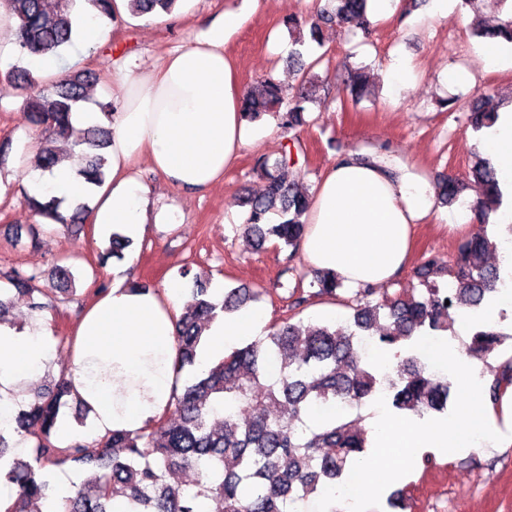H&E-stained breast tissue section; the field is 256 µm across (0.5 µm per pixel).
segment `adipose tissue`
<instances>
[{
  "mask_svg": "<svg viewBox=\"0 0 512 512\" xmlns=\"http://www.w3.org/2000/svg\"><path fill=\"white\" fill-rule=\"evenodd\" d=\"M224 11L201 37L158 65L119 73L121 96L112 114L109 175L88 185L76 162L53 173H22L31 195L88 203L91 224L138 239L160 223L150 208L152 187L137 171H152L176 189L203 192L222 183L242 150L258 137L240 111L245 94L224 43L243 24ZM479 148L499 174L501 204L492 224H512V105L485 129ZM435 205L428 180L415 168L377 156L350 153L319 181L304 217L301 255L310 269L336 274L352 288L389 282L409 261L414 229ZM506 277L480 318L512 325V240H500ZM183 289H133L124 278L95 296L74 330L66 378L90 411L89 432H137L164 414L179 387L176 317ZM263 311L250 308L219 317L205 331L195 368L204 371L241 337L263 333ZM51 334L43 319L14 328L0 323V429L8 427L28 381L47 371Z\"/></svg>",
  "mask_w": 512,
  "mask_h": 512,
  "instance_id": "ef3b65f1",
  "label": "adipose tissue"
}]
</instances>
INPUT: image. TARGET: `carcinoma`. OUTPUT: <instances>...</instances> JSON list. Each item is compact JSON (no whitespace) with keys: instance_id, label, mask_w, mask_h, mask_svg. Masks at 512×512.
<instances>
[{"instance_id":"carcinoma-1","label":"carcinoma","mask_w":512,"mask_h":512,"mask_svg":"<svg viewBox=\"0 0 512 512\" xmlns=\"http://www.w3.org/2000/svg\"><path fill=\"white\" fill-rule=\"evenodd\" d=\"M15 20L19 56H61L72 44L75 0H3ZM176 0H129L136 17L158 11L168 13ZM372 0H326L309 15L288 19L289 31L309 27L310 39L321 43L323 28L345 26L369 29L367 17ZM481 38H500L512 44V10L500 24L477 29ZM294 96H285L272 79L260 81L241 101V111L255 121L274 114L288 144L279 156L259 163L265 188L259 195H246L242 203L246 218L242 234L255 249L273 246L289 249L293 260L305 231L302 217L311 199L300 188L301 154L297 128L307 124L304 103L312 101L316 85L310 69ZM11 76L26 90L24 117L41 133L45 145L30 159L44 173L65 159L77 158L79 174L91 184H100L107 174L108 159L101 150L111 146V130L99 123L78 132L72 114L88 98L87 89L96 81L88 69H78L60 82L44 85L29 70L16 67ZM366 76L358 72L345 91L353 101L365 92ZM498 116L492 89L479 91L470 105L469 120L475 131L491 126ZM469 181L445 177L438 181L437 198L453 203L466 189L474 191V209L483 216L501 201L496 171L478 160ZM23 203L35 216L54 224H82L89 205L76 206L67 217L60 213L61 201H41L23 192ZM496 243L487 233L462 242L448 269L437 268L428 257L418 274L448 275L455 287L445 290L427 284L419 295L398 294L372 301L375 289L359 288L346 300L338 290L343 282L329 272L316 274L310 288L292 289L288 317L266 327V334L243 347L233 348L209 371L194 374L177 393L166 414L131 433L114 432L91 442L61 447L54 440L63 408L72 396L65 371L33 393L27 408L15 417L14 434L0 431V478L16 487V497L5 512H29V504L47 497L55 468L66 462L83 466L74 495L65 500L64 512H112V501L126 499L136 512H197L200 499L213 502L211 512H288L295 502L306 500L343 480L368 448L367 432L350 421L320 429H301L302 416L315 404L361 405L384 396L397 412L423 418L448 410L452 383L446 376L427 370L420 353L399 358L396 376L378 369L364 351V343L386 348L401 345L415 335L434 336L453 330L452 314L459 306L478 310L486 296L503 283L499 266L490 263ZM10 288L0 292V322L19 297L29 299L31 309L42 311L40 301L49 292L37 286L40 273L13 268L6 273ZM54 291L73 295L74 274L68 265H57L50 273ZM194 301L177 319L179 370L196 364L202 334L216 318L237 312L260 299L264 290L232 288L224 300L213 301L207 282L193 277ZM340 301L353 310L346 328L304 323L301 314L319 301ZM503 335L480 321L474 322L465 353L486 360L499 350ZM280 362L279 377L268 379L267 364ZM512 386V356L499 366L488 395L498 407ZM248 417L240 418V413ZM34 443L33 456L21 460L12 454L13 435Z\"/></svg>"}]
</instances>
